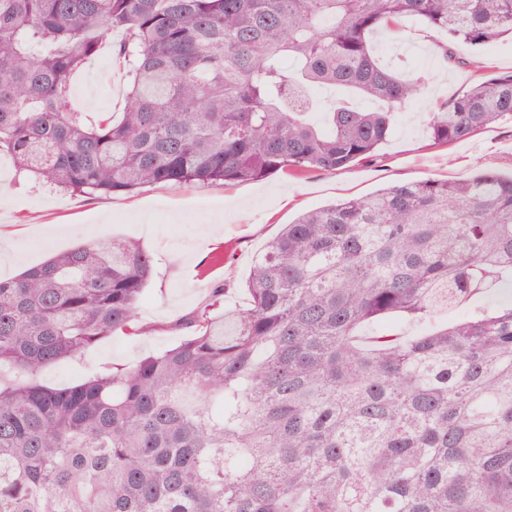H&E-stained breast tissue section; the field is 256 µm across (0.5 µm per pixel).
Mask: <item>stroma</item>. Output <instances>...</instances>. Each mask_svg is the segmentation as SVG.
Listing matches in <instances>:
<instances>
[{"label":"stroma","mask_w":512,"mask_h":512,"mask_svg":"<svg viewBox=\"0 0 512 512\" xmlns=\"http://www.w3.org/2000/svg\"><path fill=\"white\" fill-rule=\"evenodd\" d=\"M436 40L422 21L412 18L402 20L396 38H373L376 56L385 66L411 64V57L401 54L410 44L425 46L428 54L419 68L426 79L424 95L399 112L393 134L371 162L333 172L277 173L225 185H151L106 196L62 191L31 177L21 178L8 161H1V279L97 237L138 241L159 259L140 317L163 324V331L136 338H103L76 358L45 369L40 381L51 387L70 385L173 346L179 335L167 331V324L206 306L217 285L228 290L226 306L242 304V286L255 254L303 211L361 197L399 181L460 180L486 170L512 172L510 120L464 141L433 145L431 112L465 92L475 80L466 65L447 68L441 64L433 50ZM96 61V66H82L74 74L69 106L75 112L120 114L126 92L125 62L107 48Z\"/></svg>","instance_id":"1"}]
</instances>
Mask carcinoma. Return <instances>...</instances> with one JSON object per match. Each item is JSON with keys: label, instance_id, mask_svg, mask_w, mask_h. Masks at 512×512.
<instances>
[{"label": "carcinoma", "instance_id": "carcinoma-1", "mask_svg": "<svg viewBox=\"0 0 512 512\" xmlns=\"http://www.w3.org/2000/svg\"><path fill=\"white\" fill-rule=\"evenodd\" d=\"M417 18L454 45L512 35V0H0V158L86 194L258 180L373 160L425 81L372 34ZM115 120L70 112L112 45ZM344 89L309 119L312 87ZM512 118V73L433 113L434 143ZM156 270L108 237L0 279V512H512V174L422 178L304 212L256 256L247 302L168 326L173 347L78 384L36 375L151 335Z\"/></svg>", "mask_w": 512, "mask_h": 512}]
</instances>
